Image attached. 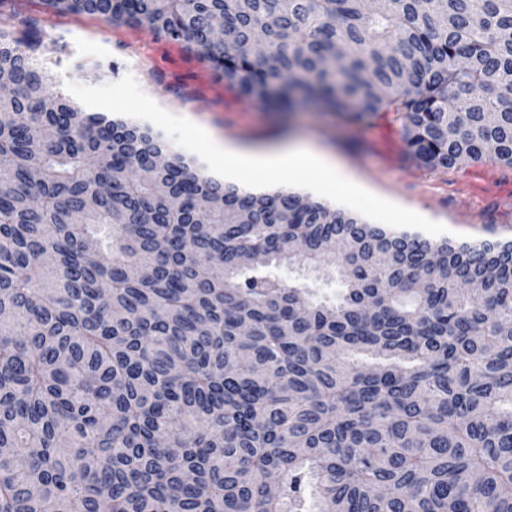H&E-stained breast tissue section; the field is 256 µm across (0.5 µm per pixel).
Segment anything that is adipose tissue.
<instances>
[{
	"label": "adipose tissue",
	"mask_w": 512,
	"mask_h": 512,
	"mask_svg": "<svg viewBox=\"0 0 512 512\" xmlns=\"http://www.w3.org/2000/svg\"><path fill=\"white\" fill-rule=\"evenodd\" d=\"M179 122L186 131L207 142L225 177L236 179L243 190L253 189L252 175L262 174L272 180L288 170L314 172L317 184L322 188L342 184L355 197L365 195L335 147L316 141L289 139L269 146L241 145L200 125L191 115L180 117Z\"/></svg>",
	"instance_id": "obj_1"
}]
</instances>
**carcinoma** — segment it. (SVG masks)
<instances>
[{"instance_id": "cac0c4a2", "label": "carcinoma", "mask_w": 512, "mask_h": 512, "mask_svg": "<svg viewBox=\"0 0 512 512\" xmlns=\"http://www.w3.org/2000/svg\"><path fill=\"white\" fill-rule=\"evenodd\" d=\"M41 4L180 44L247 100L390 112L427 168L512 166V0ZM6 6L0 512H512V241L245 192L64 94L62 38ZM285 265L334 266L336 302Z\"/></svg>"}]
</instances>
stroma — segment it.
Listing matches in <instances>:
<instances>
[{
	"mask_svg": "<svg viewBox=\"0 0 512 512\" xmlns=\"http://www.w3.org/2000/svg\"><path fill=\"white\" fill-rule=\"evenodd\" d=\"M25 14L41 32L63 36L68 53L48 58L69 95L92 112L130 113L166 135L182 153L211 163L207 146L191 139L172 116L189 110L220 135L247 145L273 144L288 133L342 152L353 175L375 195L424 217L417 230L429 239L512 240V167L485 159L450 169H429L408 158L393 115L379 118L384 134L347 123L336 113L313 107L276 112L241 98L206 63L179 45L154 39L130 26H110L87 15H56L39 0H23ZM314 173H285L279 185L312 193L336 206L361 212L376 224L384 211L360 206L344 187L317 190Z\"/></svg>",
	"mask_w": 512,
	"mask_h": 512,
	"instance_id": "obj_1",
	"label": "stroma"
}]
</instances>
